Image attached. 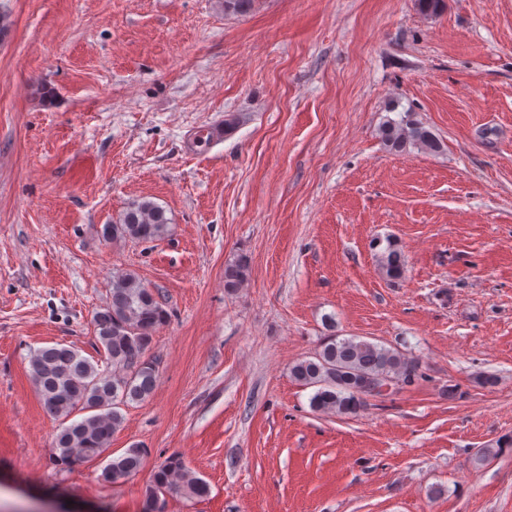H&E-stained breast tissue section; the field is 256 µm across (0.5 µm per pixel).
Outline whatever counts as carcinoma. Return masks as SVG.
Returning a JSON list of instances; mask_svg holds the SVG:
<instances>
[{
	"label": "carcinoma",
	"mask_w": 512,
	"mask_h": 512,
	"mask_svg": "<svg viewBox=\"0 0 512 512\" xmlns=\"http://www.w3.org/2000/svg\"><path fill=\"white\" fill-rule=\"evenodd\" d=\"M385 145L394 151L409 146L438 151L435 135L405 113L387 119L381 128ZM169 219L164 208L150 200L131 203L118 223L105 224L102 237L108 241L152 243L164 237ZM386 277H402L405 259L391 247L381 261ZM248 259L241 255L224 268V288L234 292L247 280ZM169 314L132 273L112 277L109 300L96 313L95 333L104 357L112 369H101L81 353L66 345L36 350L30 357V372L43 408L61 421L56 435L53 461L72 468L107 454L101 476L113 484L138 474L147 450L133 445L120 454L110 452L112 436L122 427L121 408L148 399L157 381L158 362L147 351L153 334ZM417 364L395 348H386L355 336L339 338L332 334L313 356L296 361L290 376L296 382L315 388L310 399L314 411L336 416L355 415L374 395L364 391L367 383L408 385L417 376ZM181 494L201 500L210 493L209 484L172 454L156 466L145 486L142 512H164L161 497Z\"/></svg>",
	"instance_id": "1"
}]
</instances>
